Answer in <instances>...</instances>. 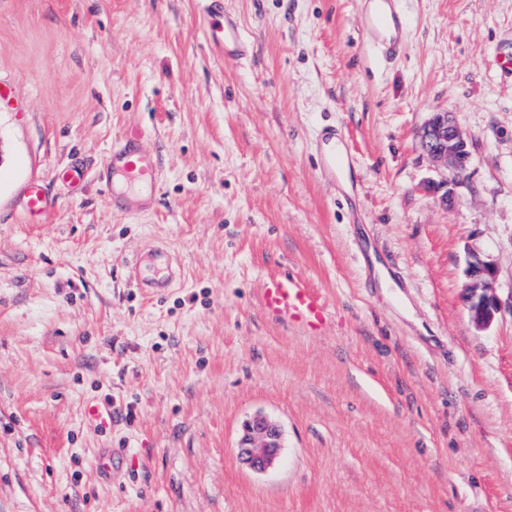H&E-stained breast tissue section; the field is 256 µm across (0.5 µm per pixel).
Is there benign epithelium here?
<instances>
[{
  "label": "benign epithelium",
  "mask_w": 512,
  "mask_h": 512,
  "mask_svg": "<svg viewBox=\"0 0 512 512\" xmlns=\"http://www.w3.org/2000/svg\"><path fill=\"white\" fill-rule=\"evenodd\" d=\"M423 152L444 167L448 178L431 182L425 189L447 207L454 201L452 186L463 180L469 170L471 153L454 115L432 112L418 131ZM470 284L465 288V300L472 323L478 328L490 325L500 301L496 294V272L488 264L473 261L467 267ZM283 448V430L278 421L263 413L251 416L242 426L237 441L240 462L254 472H265L279 461Z\"/></svg>",
  "instance_id": "obj_1"
}]
</instances>
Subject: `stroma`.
<instances>
[{
	"label": "stroma",
	"instance_id": "obj_1",
	"mask_svg": "<svg viewBox=\"0 0 512 512\" xmlns=\"http://www.w3.org/2000/svg\"><path fill=\"white\" fill-rule=\"evenodd\" d=\"M224 5L247 59L210 46L201 0H0V512H512V0H399L388 62L362 0ZM437 111L471 153L447 208L417 139ZM133 133L157 185L123 215L99 172ZM152 246L175 274L154 293L125 271ZM279 272L322 294L323 332L263 313ZM257 412L283 429L263 474L236 455ZM470 284L465 288V300L472 323L477 328L490 325L500 301L496 294V272L487 263L470 262L467 267Z\"/></svg>",
	"mask_w": 512,
	"mask_h": 512
}]
</instances>
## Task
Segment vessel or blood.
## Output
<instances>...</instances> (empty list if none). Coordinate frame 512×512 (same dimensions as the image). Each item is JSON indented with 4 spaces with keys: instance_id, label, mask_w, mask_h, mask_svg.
<instances>
[{
    "instance_id": "vessel-or-blood-1",
    "label": "vessel or blood",
    "mask_w": 512,
    "mask_h": 512,
    "mask_svg": "<svg viewBox=\"0 0 512 512\" xmlns=\"http://www.w3.org/2000/svg\"><path fill=\"white\" fill-rule=\"evenodd\" d=\"M203 11L212 17L211 41L225 59L248 58L253 48L242 35L232 15L224 10V0H203ZM395 0H368L363 29L386 54H396L402 43L403 22L394 8ZM103 173L112 186V209L127 214L150 207L156 189L157 160L145 150L138 136L116 142L107 156ZM261 309L284 323L321 331L329 310L323 296L300 277L287 273L269 275L260 295Z\"/></svg>"
}]
</instances>
